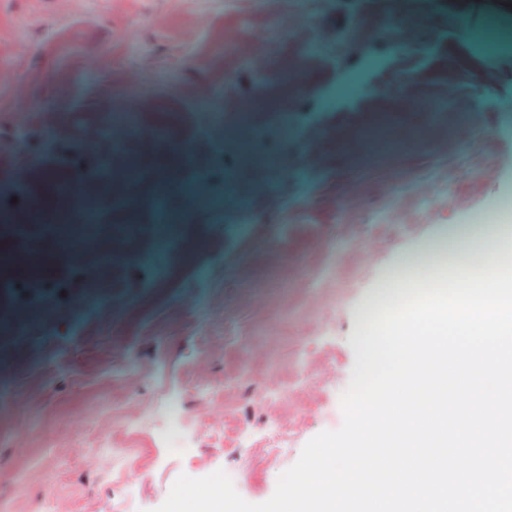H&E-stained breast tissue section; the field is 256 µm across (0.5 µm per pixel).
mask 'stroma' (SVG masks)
Wrapping results in <instances>:
<instances>
[{"mask_svg":"<svg viewBox=\"0 0 512 512\" xmlns=\"http://www.w3.org/2000/svg\"><path fill=\"white\" fill-rule=\"evenodd\" d=\"M500 20L512 0H0V512H155L180 475L218 470L268 500L341 427L367 318L484 254L407 260L512 225L494 210L512 195V51L476 47ZM160 198L178 219L161 253ZM36 210L94 211L93 248L60 253ZM320 332L310 410L288 379ZM166 397L186 420L172 444L144 426ZM234 427L251 445L218 441ZM134 434L133 459L112 455ZM259 444L275 466L256 468Z\"/></svg>","mask_w":512,"mask_h":512,"instance_id":"obj_1","label":"stroma"}]
</instances>
